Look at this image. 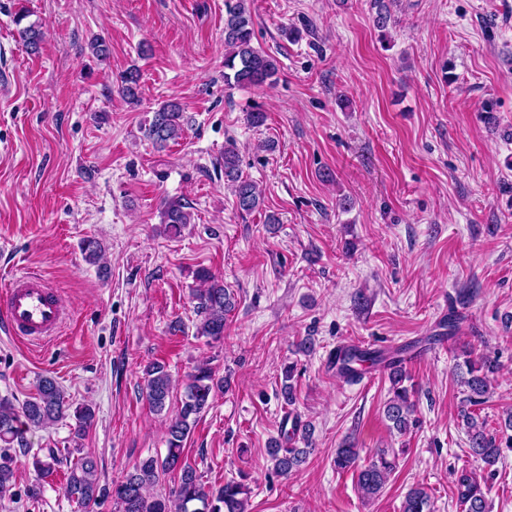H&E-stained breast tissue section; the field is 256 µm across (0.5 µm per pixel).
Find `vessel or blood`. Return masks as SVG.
I'll return each mask as SVG.
<instances>
[{"label": "vessel or blood", "instance_id": "1", "mask_svg": "<svg viewBox=\"0 0 512 512\" xmlns=\"http://www.w3.org/2000/svg\"><path fill=\"white\" fill-rule=\"evenodd\" d=\"M64 314L55 290L36 274H17L0 291V324L10 335L28 342L55 335Z\"/></svg>", "mask_w": 512, "mask_h": 512}]
</instances>
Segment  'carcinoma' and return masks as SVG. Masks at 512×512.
Returning a JSON list of instances; mask_svg holds the SVG:
<instances>
[{
  "label": "carcinoma",
  "mask_w": 512,
  "mask_h": 512,
  "mask_svg": "<svg viewBox=\"0 0 512 512\" xmlns=\"http://www.w3.org/2000/svg\"><path fill=\"white\" fill-rule=\"evenodd\" d=\"M393 0H373L376 9L377 28L387 29L391 18ZM20 39L33 52L40 48L42 34L33 26L18 31ZM255 30L249 0H225L224 3V83L228 86H260L272 80L278 73L277 60L253 46ZM140 74L133 67L121 77L123 96L134 101L138 96ZM184 109L182 104L169 100L154 111L148 124L142 128L143 136L155 147L162 149L177 140L183 131ZM224 179L231 186L236 207L242 213H252L262 207L264 198L256 184L240 173L239 155L230 143L224 147ZM163 223L169 230L178 232L191 223V213L179 200L165 202ZM203 287L196 289L193 299L200 316L197 335L212 340L224 337L227 316L235 309L233 293L224 288L210 270L201 268L195 272ZM463 361L457 364L458 382L461 387L459 415L466 427L469 453L475 462L472 469H463L455 477L454 485L463 512H489L487 493L483 489L477 471L494 467L502 458V449L512 448V410L504 418L501 435L489 433L486 421L479 418L476 407L490 398V374L497 364L485 355L473 356L470 350L462 351ZM383 362L380 352L358 346L336 350V371L341 377L355 378ZM392 396L385 405V417L392 427L404 434L416 425V404L411 400V390L404 385L408 376L403 368L389 366ZM218 382L210 362L199 363L184 384L180 408L167 426V453L165 457L150 456L127 472L120 480L112 482V501L118 512H246L250 489L247 485L229 479L220 486L207 485L185 455L184 441L191 433L200 414L211 404ZM150 408L160 414L165 411L172 394V381L165 365L154 362L145 369L142 388ZM68 409L65 396L51 377L39 380L35 397L15 407L13 401L0 396V443L9 448L25 442L26 432L40 428L63 418ZM75 436H82L95 420V412L84 407L76 411ZM310 437V425L294 418L291 430L269 441L267 455L273 470L287 475L306 462L311 449L295 446L297 436ZM389 451L380 449L372 459L359 464L360 452L354 443L346 441L336 450L334 464L340 470L354 469L356 485L362 496L375 499L381 495L394 469L387 459ZM15 459L8 453H0V492L5 493L14 477ZM171 475L174 487L166 497H152L148 488L160 476ZM65 493L86 512H93L100 501L97 461L86 455L70 467ZM401 512H435L434 502L425 488L416 486L404 497Z\"/></svg>",
  "instance_id": "1"
}]
</instances>
